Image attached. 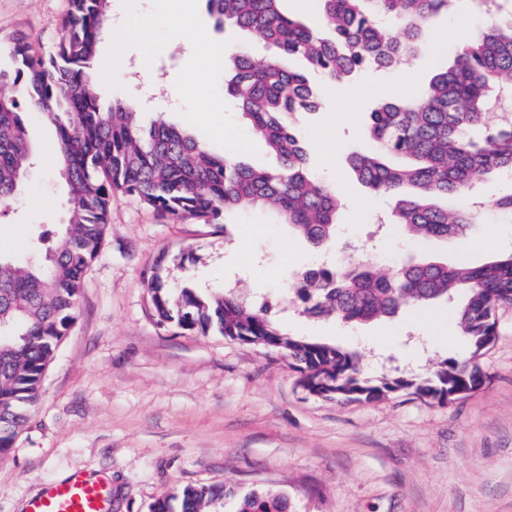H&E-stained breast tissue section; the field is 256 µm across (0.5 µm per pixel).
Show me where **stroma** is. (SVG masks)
<instances>
[{
	"label": "stroma",
	"mask_w": 512,
	"mask_h": 512,
	"mask_svg": "<svg viewBox=\"0 0 512 512\" xmlns=\"http://www.w3.org/2000/svg\"><path fill=\"white\" fill-rule=\"evenodd\" d=\"M190 6L214 43L273 55L253 34L216 30L206 0ZM67 7L68 0H0V66L12 65L15 34H25L36 52L48 50ZM454 16L478 25L468 0H459L454 14L433 17L425 30L434 52L363 70L342 96L323 97L319 111L298 120L312 172L333 190L349 189L337 239L326 247L314 248L262 209L209 224L175 221L135 198L113 196L77 319L25 429L0 460V512H26L43 484L74 473L108 477L112 512H149L186 485L224 487L216 512H235L241 495L262 488L284 493L291 512H512V308L498 313V336L480 359L487 375L480 389L445 405L406 392L336 402L309 394L280 353L159 324L148 293L158 269L175 286L226 287L249 304L269 301L289 333L358 353L371 375L424 374L444 359L468 356L454 305L414 306L385 322L352 326L306 315L290 288L316 264L368 263L387 274L407 262L479 266L512 252V219L486 206L475 214L467 246L408 238L389 220L393 198L359 184L349 167L352 153L374 147L365 126L378 101L415 93L453 64L463 41L450 25ZM214 64L192 42L140 55L110 28L93 70L104 81L101 107L121 99L143 122L164 117L215 154L270 165L223 82L198 101V75ZM22 118L33 165L0 217V251L27 257L38 237L57 243L68 203L55 127L36 112ZM326 144L333 148L328 159ZM388 332L395 346L380 344Z\"/></svg>",
	"instance_id": "1"
}]
</instances>
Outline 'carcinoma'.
Listing matches in <instances>:
<instances>
[{"mask_svg":"<svg viewBox=\"0 0 512 512\" xmlns=\"http://www.w3.org/2000/svg\"><path fill=\"white\" fill-rule=\"evenodd\" d=\"M282 0H207L218 29L229 23L275 46L278 55L257 59L234 52L224 93L265 142L274 159L253 168L210 152L192 135L163 120L149 129L120 100L100 111L92 62L104 36L110 0H69L52 49L31 51L24 34L13 38V71L0 83L22 84V98L0 96V204L22 190L32 154L20 112H40L56 126L58 157L68 191V219L60 242L34 262L0 253V459L9 455L38 398L55 353L75 322L86 273L110 223L112 196L139 199L174 220L217 221L229 210L263 208L292 226L313 247L336 237L340 202L310 170L308 150L293 118L318 110L321 95L308 74L289 70L290 56L331 82H349L365 68L388 69L424 48L429 20L458 0H321L325 32L318 33L281 10ZM483 27L448 69L420 92L381 102L369 115V154L349 166L375 194L397 198L393 223L411 238L467 236L477 202L474 186L494 172H512V123L492 125L490 92L512 87V0H491L480 10ZM399 22L397 39L386 37L378 18ZM469 198L448 206L444 200ZM162 324L230 340L248 338L292 359L309 393L339 401H380L399 392L445 403L455 393L480 388L487 379L478 357L497 336L496 313L512 305V254L480 266L465 261L405 264L389 275L367 266H311L292 288L313 317L349 324L390 319L407 306L458 294L457 324L471 347L466 358H448L426 376L363 373L356 353L294 336L269 315L231 293L175 291L159 272L148 282ZM224 498L218 486L182 487L158 499L151 512H209ZM177 501L173 510L171 501ZM238 512H288V498L252 490Z\"/></svg>","mask_w":512,"mask_h":512,"instance_id":"1","label":"carcinoma"}]
</instances>
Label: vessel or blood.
<instances>
[{
  "mask_svg": "<svg viewBox=\"0 0 512 512\" xmlns=\"http://www.w3.org/2000/svg\"><path fill=\"white\" fill-rule=\"evenodd\" d=\"M26 512H112V491L103 477L75 474L45 485Z\"/></svg>",
  "mask_w": 512,
  "mask_h": 512,
  "instance_id": "obj_1",
  "label": "vessel or blood"
}]
</instances>
